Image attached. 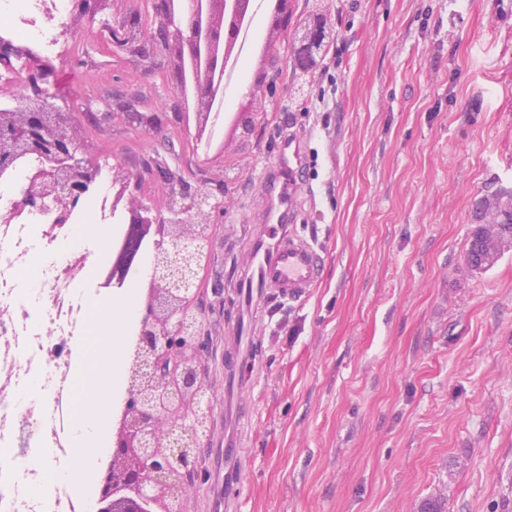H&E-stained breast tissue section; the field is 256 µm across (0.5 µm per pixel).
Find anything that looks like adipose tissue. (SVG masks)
<instances>
[{"label": "adipose tissue", "instance_id": "obj_1", "mask_svg": "<svg viewBox=\"0 0 512 512\" xmlns=\"http://www.w3.org/2000/svg\"><path fill=\"white\" fill-rule=\"evenodd\" d=\"M96 319L101 327V338L109 347V356L89 380V388L98 398L110 394L109 370L117 365L123 347L122 334L126 325L136 320L140 306L133 297L103 294L94 302ZM106 429V417L102 410H95L76 420L72 439L74 446L67 457L56 462L53 478L57 481L76 482L92 469L101 450V440Z\"/></svg>", "mask_w": 512, "mask_h": 512}]
</instances>
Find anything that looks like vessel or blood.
<instances>
[{
  "label": "vessel or blood",
  "mask_w": 512,
  "mask_h": 512,
  "mask_svg": "<svg viewBox=\"0 0 512 512\" xmlns=\"http://www.w3.org/2000/svg\"><path fill=\"white\" fill-rule=\"evenodd\" d=\"M301 167L299 147L286 140L265 173L266 181L278 185L279 192L268 197L264 216L250 229L253 250L245 284L256 295L297 301L320 283L322 249L286 228L292 220L288 206L292 179Z\"/></svg>",
  "instance_id": "vessel-or-blood-1"
}]
</instances>
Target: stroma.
<instances>
[{
  "label": "stroma",
  "mask_w": 512,
  "mask_h": 512,
  "mask_svg": "<svg viewBox=\"0 0 512 512\" xmlns=\"http://www.w3.org/2000/svg\"><path fill=\"white\" fill-rule=\"evenodd\" d=\"M331 28L304 92L268 36L275 76L252 135L198 163L191 129L149 133L88 120L112 97L171 94L161 72L113 56L100 34L63 84L94 88L81 139L142 183L143 162L224 185L200 290L205 381L217 397L190 512H224L226 461L240 512H512V246L484 271L464 255L480 197L512 190V0H295ZM327 111H317L318 96ZM299 139L304 171L291 230L326 251L300 302H246L250 224L264 169Z\"/></svg>",
  "instance_id": "35a3bbf8"
}]
</instances>
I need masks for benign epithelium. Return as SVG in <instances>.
I'll return each instance as SVG.
<instances>
[{
    "label": "benign epithelium",
    "mask_w": 512,
    "mask_h": 512,
    "mask_svg": "<svg viewBox=\"0 0 512 512\" xmlns=\"http://www.w3.org/2000/svg\"><path fill=\"white\" fill-rule=\"evenodd\" d=\"M293 0H281L272 17V30L297 27ZM91 19L112 8V0H78ZM129 19H147L152 32L145 48L124 43L113 54L138 57L145 69L159 68L173 93L164 108L147 113L134 95H118L113 111L91 114L93 121L123 117L152 131L177 123L183 101L178 88L182 60L194 53L196 32L185 11H174L169 0H147V14L131 13ZM329 38L327 19L314 11L308 16L295 53V75L301 80L316 67L317 57ZM20 58L19 48L0 42V65L11 67ZM26 77L18 95L37 91L53 79L52 70L35 58L25 64ZM262 107L251 103L239 111L240 136L249 134ZM69 124H56L38 112L0 115V168L25 154L47 159L45 171L24 190L19 206L37 209L59 197L70 204L83 200L92 186V172L75 169ZM178 193L195 216H169L167 197L157 205L133 202L125 208L128 224L126 246L113 254L112 289L120 290L126 268L140 262V247L155 245L145 273L149 288L136 320L137 344L128 368L125 399L112 428L109 467L101 478L94 512H188L201 448L208 437L214 392L207 386L201 364L202 328L199 312L200 272L208 266L212 213L224 210V194L211 180L178 176ZM112 187L128 194L135 183L119 166Z\"/></svg>",
    "instance_id": "benign-epithelium-1"
}]
</instances>
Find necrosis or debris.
<instances>
[{"mask_svg":"<svg viewBox=\"0 0 512 512\" xmlns=\"http://www.w3.org/2000/svg\"><path fill=\"white\" fill-rule=\"evenodd\" d=\"M11 40L23 56L53 67L68 66L89 38L75 0H0V39ZM83 90L61 99L48 87L19 100L0 94V112L23 106L55 116H72ZM80 166L92 169L93 207L70 219L63 235L46 240L56 226L57 202L17 214L15 202L30 173L43 167L40 156L24 157L13 178L0 182V512H66L68 502L51 484V458L64 456L43 419L70 394L78 367V337L89 325L90 303L78 298L89 277L88 257L77 240L80 225L98 220L96 206L112 191L110 160L93 156L84 141L75 144Z\"/></svg>","mask_w":512,"mask_h":512,"instance_id":"1","label":"necrosis or debris"}]
</instances>
